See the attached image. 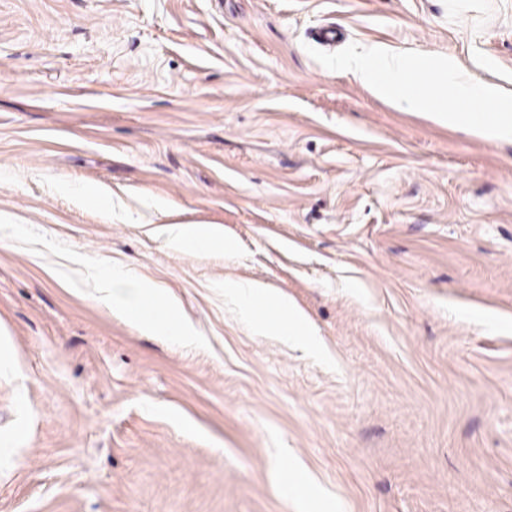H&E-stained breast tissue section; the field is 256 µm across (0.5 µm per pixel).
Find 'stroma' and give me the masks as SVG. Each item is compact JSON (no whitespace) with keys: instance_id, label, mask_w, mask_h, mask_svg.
Wrapping results in <instances>:
<instances>
[{"instance_id":"obj_1","label":"stroma","mask_w":512,"mask_h":512,"mask_svg":"<svg viewBox=\"0 0 512 512\" xmlns=\"http://www.w3.org/2000/svg\"><path fill=\"white\" fill-rule=\"evenodd\" d=\"M372 42L512 92V0H0V512H512V145L308 53ZM217 234L218 232L215 229H209L204 232H194L186 230V227L182 225H176L171 230L172 241L180 247L217 241L219 239ZM94 300L111 311H120L145 328L192 336L189 322L182 317L174 302L160 289L133 276H112L100 280ZM224 294L238 302L253 324L279 336H311L308 320L288 299L250 280L224 284ZM268 310L260 315L258 309Z\"/></svg>"}]
</instances>
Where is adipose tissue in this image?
<instances>
[{"instance_id": "1", "label": "adipose tissue", "mask_w": 512, "mask_h": 512, "mask_svg": "<svg viewBox=\"0 0 512 512\" xmlns=\"http://www.w3.org/2000/svg\"><path fill=\"white\" fill-rule=\"evenodd\" d=\"M224 294L238 302L253 324L280 336L308 332V320L288 299L259 283L238 280L225 283ZM97 304L117 310L149 329L190 336L191 327L176 305L160 289L137 278L115 276L100 280L95 295Z\"/></svg>"}]
</instances>
